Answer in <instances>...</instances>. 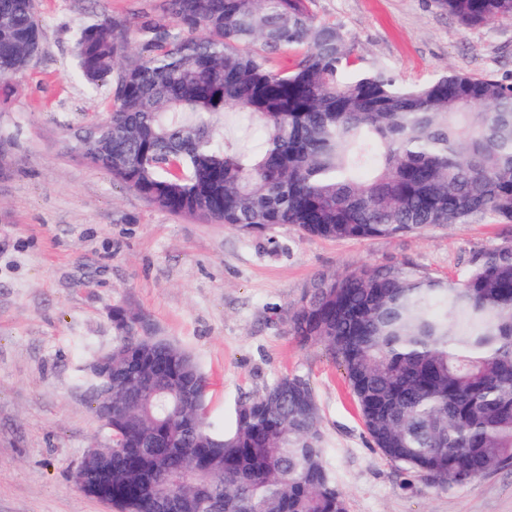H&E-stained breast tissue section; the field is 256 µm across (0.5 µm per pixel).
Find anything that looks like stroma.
<instances>
[{"label": "stroma", "mask_w": 512, "mask_h": 512, "mask_svg": "<svg viewBox=\"0 0 512 512\" xmlns=\"http://www.w3.org/2000/svg\"><path fill=\"white\" fill-rule=\"evenodd\" d=\"M161 0H36L40 54L0 112L11 138L0 173V512H112L73 483L87 448L105 442L83 367L111 349V312L145 313L153 335L189 351L210 379V415L232 425L237 402L283 375L309 380L324 463L347 512H512V465L445 489L402 475L372 448L340 368L323 347L290 336L287 311L319 276L410 263L434 277L463 267L497 224H458L371 241H334L280 225L247 234L176 215L71 151V129L111 104L66 71L88 9L117 20ZM366 61L406 84L444 69L512 75V16L466 26L436 0H310Z\"/></svg>", "instance_id": "1"}]
</instances>
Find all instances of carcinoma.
I'll return each mask as SVG.
<instances>
[{
    "label": "carcinoma",
    "instance_id": "carcinoma-1",
    "mask_svg": "<svg viewBox=\"0 0 512 512\" xmlns=\"http://www.w3.org/2000/svg\"><path fill=\"white\" fill-rule=\"evenodd\" d=\"M135 24L85 16L69 75L108 86L106 120L74 147L159 207L246 233L292 225L372 240L485 222L508 228L433 277L411 264L319 277L289 335L343 368L373 447L442 488L512 461V78L448 70L405 84L365 61L309 0H163ZM470 26L512 0H436ZM35 0H0V105L42 49ZM293 51L291 63L272 55ZM258 118L262 144L220 117ZM112 428L79 489L114 512H346L327 470L313 389L283 375L242 399L234 427L208 417L193 355L112 309ZM111 465L110 478L98 473Z\"/></svg>",
    "mask_w": 512,
    "mask_h": 512
}]
</instances>
